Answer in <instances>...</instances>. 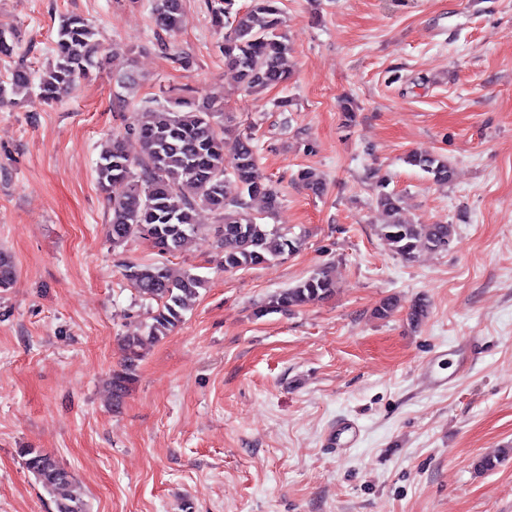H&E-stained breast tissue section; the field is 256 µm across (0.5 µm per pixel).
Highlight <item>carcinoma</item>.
<instances>
[{
	"label": "carcinoma",
	"instance_id": "obj_1",
	"mask_svg": "<svg viewBox=\"0 0 512 512\" xmlns=\"http://www.w3.org/2000/svg\"><path fill=\"white\" fill-rule=\"evenodd\" d=\"M236 0H205L212 23L230 27L220 46L224 63L238 76L245 91L260 92L288 82L290 46L284 31L279 0H251L245 8ZM152 21L162 51L169 50L163 35L172 36L186 23L182 0H154ZM112 64V75L123 89L137 84L132 60L121 63L117 53L107 56L98 33L79 15L60 19L55 57L40 75L25 64L8 69L0 77V104H17L31 93L54 101L73 90L104 64ZM224 103L177 97L165 102L148 100L143 116L112 134V141L100 155L96 168L101 189L120 187L109 198L113 248L140 238L161 254L174 256L184 249L198 230L197 211L207 208L218 218V242L223 252L224 271H238L271 264L294 255L301 239L288 230L258 222L249 212L248 200L260 196L267 213L280 205L278 191L262 183L257 175L258 155L250 133L226 138ZM136 137L144 155L133 160L125 139ZM406 162L427 173L434 182L450 183L454 168L442 155L415 151ZM298 180L313 195L324 192V183L314 171L302 168ZM388 183L375 184L374 201L383 216L379 234L400 257L411 260L423 250H446L454 239L451 224H413L403 217L401 197L387 190ZM15 266L0 252V289L12 287ZM123 277L141 296L153 300L147 335L125 336L118 368L112 370V401L120 407L137 376L145 346L160 341L179 326L185 313L206 286V279L191 272H175L165 262L123 265ZM336 293L331 267L314 271L309 277L285 289L260 309V313L291 309L326 299ZM24 465L53 498L56 512H86L85 503L72 490L69 472L50 454L36 448H22Z\"/></svg>",
	"mask_w": 512,
	"mask_h": 512
}]
</instances>
